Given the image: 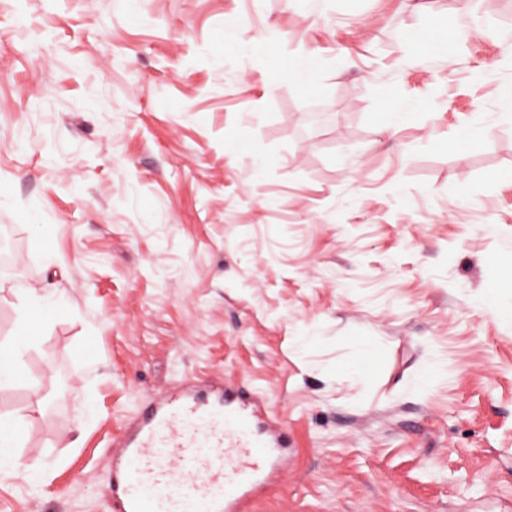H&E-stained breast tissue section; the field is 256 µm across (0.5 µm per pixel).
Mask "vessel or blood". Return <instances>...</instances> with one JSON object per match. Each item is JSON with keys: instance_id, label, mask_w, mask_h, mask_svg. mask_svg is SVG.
Instances as JSON below:
<instances>
[{"instance_id": "1", "label": "vessel or blood", "mask_w": 512, "mask_h": 512, "mask_svg": "<svg viewBox=\"0 0 512 512\" xmlns=\"http://www.w3.org/2000/svg\"><path fill=\"white\" fill-rule=\"evenodd\" d=\"M283 431L232 383L153 400L125 430L114 512H250L285 466Z\"/></svg>"}]
</instances>
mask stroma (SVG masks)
I'll list each match as a JSON object with an SVG mask.
<instances>
[{
	"mask_svg": "<svg viewBox=\"0 0 512 512\" xmlns=\"http://www.w3.org/2000/svg\"><path fill=\"white\" fill-rule=\"evenodd\" d=\"M511 100L512 0H0V338L64 298L0 389V512H112L140 408L219 378L288 429L252 512H512ZM498 276L495 288L498 293H512V249L503 248L500 250L498 259ZM24 415L0 422V472L4 469H14L19 465V459L14 448H19V435L25 422Z\"/></svg>",
	"mask_w": 512,
	"mask_h": 512,
	"instance_id": "obj_1",
	"label": "stroma"
}]
</instances>
